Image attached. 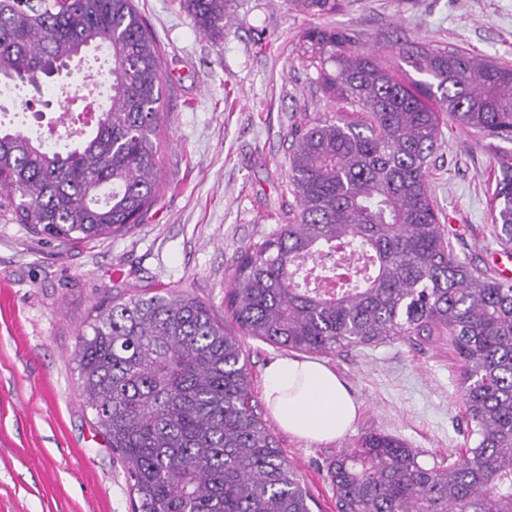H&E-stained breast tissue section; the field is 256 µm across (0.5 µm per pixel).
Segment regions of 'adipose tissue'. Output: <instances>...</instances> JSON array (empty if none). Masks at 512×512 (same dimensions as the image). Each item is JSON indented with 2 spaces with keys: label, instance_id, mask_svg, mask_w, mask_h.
<instances>
[{
  "label": "adipose tissue",
  "instance_id": "obj_1",
  "mask_svg": "<svg viewBox=\"0 0 512 512\" xmlns=\"http://www.w3.org/2000/svg\"><path fill=\"white\" fill-rule=\"evenodd\" d=\"M264 401L277 424L310 442L346 434L358 416V404L336 373L308 357L284 356L268 366Z\"/></svg>",
  "mask_w": 512,
  "mask_h": 512
}]
</instances>
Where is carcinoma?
Returning <instances> with one entry per match:
<instances>
[{
    "mask_svg": "<svg viewBox=\"0 0 512 512\" xmlns=\"http://www.w3.org/2000/svg\"><path fill=\"white\" fill-rule=\"evenodd\" d=\"M222 39L227 0H181ZM300 14L337 0H288ZM301 62L337 106L292 128L288 220L239 259L224 310L184 293L118 292L75 356L84 404L129 481L133 512H312V496L253 402L242 337L329 354L447 337L476 445L426 467L383 433L328 466L336 512H512V284L461 260L427 173L446 118L495 158L491 223L512 244V66L406 41L400 79L331 25L305 29ZM102 50L104 120L78 146L0 129V211L48 242L91 241L141 222L161 165L163 77L132 0H0V85Z\"/></svg>",
    "mask_w": 512,
    "mask_h": 512,
    "instance_id": "cac0c4a2",
    "label": "carcinoma"
}]
</instances>
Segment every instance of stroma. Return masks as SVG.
I'll use <instances>...</instances> for the list:
<instances>
[{"instance_id": "stroma-1", "label": "stroma", "mask_w": 512, "mask_h": 512, "mask_svg": "<svg viewBox=\"0 0 512 512\" xmlns=\"http://www.w3.org/2000/svg\"><path fill=\"white\" fill-rule=\"evenodd\" d=\"M162 57V163L141 224L93 241L49 243L0 213V512H132L123 467L81 395L77 338L115 292L182 291L208 305L228 331L224 293L239 257L282 224L292 127L332 111L299 60L303 29L327 22L366 40L397 76L392 47L419 41L512 64V0H341L336 14L295 13L288 0H229L233 27L215 40L180 0H134ZM68 77L41 90L0 91L32 101L23 127L42 131L61 112ZM428 179L454 251L512 282V250L496 239L489 203L491 154L454 123L443 128ZM359 403L352 429L311 443L267 425L314 498L336 512L327 476L336 455L369 433L399 437L426 466L473 447L459 363L447 340L397 339L321 355Z\"/></svg>"}]
</instances>
